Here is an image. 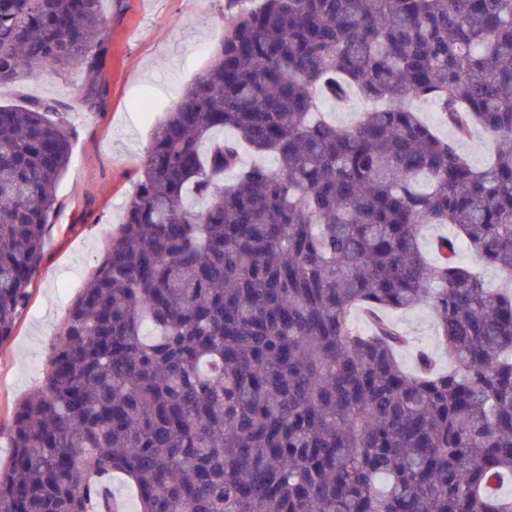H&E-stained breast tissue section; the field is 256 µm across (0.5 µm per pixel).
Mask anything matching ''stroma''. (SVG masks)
<instances>
[{
	"instance_id": "35a3bbf8",
	"label": "stroma",
	"mask_w": 512,
	"mask_h": 512,
	"mask_svg": "<svg viewBox=\"0 0 512 512\" xmlns=\"http://www.w3.org/2000/svg\"><path fill=\"white\" fill-rule=\"evenodd\" d=\"M223 6L224 0H102L111 32L99 74L102 97H86L88 77L80 69L38 72L0 89V104L55 102L72 145L32 300L0 349V424L38 388L69 305L122 216L153 128L211 58ZM393 318L412 341L401 352L405 364L419 347L441 355L427 308Z\"/></svg>"
}]
</instances>
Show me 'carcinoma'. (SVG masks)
Wrapping results in <instances>:
<instances>
[{
    "instance_id": "cac0c4a2",
    "label": "carcinoma",
    "mask_w": 512,
    "mask_h": 512,
    "mask_svg": "<svg viewBox=\"0 0 512 512\" xmlns=\"http://www.w3.org/2000/svg\"><path fill=\"white\" fill-rule=\"evenodd\" d=\"M100 2L0 0V85L77 67L95 97ZM224 8L0 425V512H116L117 475L138 512H512V0ZM352 93L378 106L338 125L325 102ZM476 128L498 144L481 168L458 147ZM69 159L56 105H0V348ZM429 224L452 228L432 257ZM421 304L446 369L399 358L384 314ZM459 261L461 264L467 267L478 269L484 280L489 284L491 287H495L499 283V274L496 270L491 268L490 266H487L484 264L481 260V258L467 250H462L459 255Z\"/></svg>"
}]
</instances>
